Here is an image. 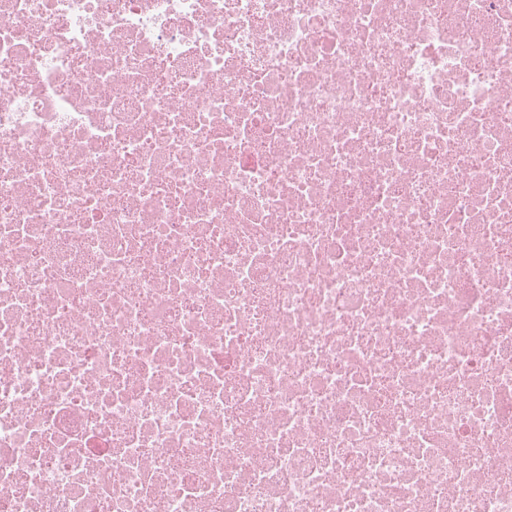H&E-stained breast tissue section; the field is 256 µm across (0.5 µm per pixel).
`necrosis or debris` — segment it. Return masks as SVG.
<instances>
[{"label":"necrosis or debris","mask_w":512,"mask_h":512,"mask_svg":"<svg viewBox=\"0 0 512 512\" xmlns=\"http://www.w3.org/2000/svg\"><path fill=\"white\" fill-rule=\"evenodd\" d=\"M0 512H512V0H0Z\"/></svg>","instance_id":"obj_1"}]
</instances>
